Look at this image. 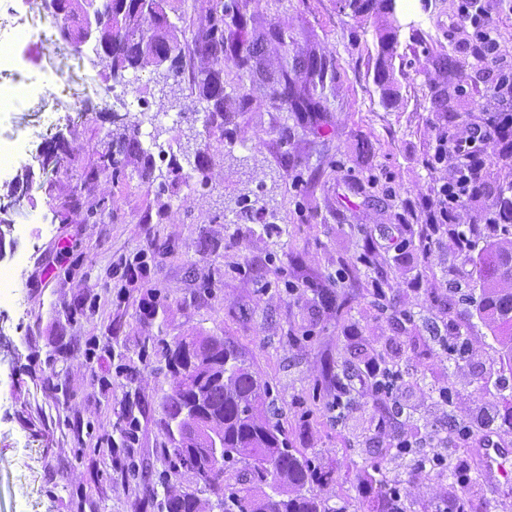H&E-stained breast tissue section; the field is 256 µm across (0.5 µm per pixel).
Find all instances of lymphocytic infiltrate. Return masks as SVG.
<instances>
[{"label": "lymphocytic infiltrate", "mask_w": 512, "mask_h": 512, "mask_svg": "<svg viewBox=\"0 0 512 512\" xmlns=\"http://www.w3.org/2000/svg\"><path fill=\"white\" fill-rule=\"evenodd\" d=\"M482 0H460L459 20L463 26L472 28L470 50L492 74L491 86L498 100V108L487 122L470 124L466 136L448 139L439 138V158L453 157L455 169L441 188V199L437 207L443 221H454L456 211L464 198L471 196L479 185L485 157L479 154L476 144L504 141L506 131L512 130V61L503 54L493 23L482 8Z\"/></svg>", "instance_id": "1"}]
</instances>
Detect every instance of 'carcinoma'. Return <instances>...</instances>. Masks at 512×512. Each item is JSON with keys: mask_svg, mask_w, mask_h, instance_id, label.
Listing matches in <instances>:
<instances>
[{"mask_svg": "<svg viewBox=\"0 0 512 512\" xmlns=\"http://www.w3.org/2000/svg\"><path fill=\"white\" fill-rule=\"evenodd\" d=\"M356 13L381 14L391 0H346ZM98 21L111 36L112 58L106 70L117 73L127 66H136L145 57L156 65L167 60L178 46H170L168 29L161 26L155 14L144 8H133L128 17L119 20L105 12ZM208 33L198 37L193 53L208 54L220 65L224 59V44L213 40L216 30L224 29V2L212 0L208 8ZM98 155L97 171L110 177L121 172L122 160L104 143L93 147ZM74 149L64 144L60 152L40 161L45 173L52 175L72 162ZM502 237L489 245L483 270L482 290L478 313L490 321L500 345L499 364L512 370V292L499 288V283L512 280V201L504 204ZM185 348L202 365L224 368V381L206 376L207 407L215 425H224V466L215 469L197 459L188 448H175L171 428L180 423L185 401L180 392L183 371L173 346ZM171 391L162 402L160 431L164 444L155 449L156 456L166 469L159 482L167 484L170 477H189L215 497L202 500L195 493L168 487L160 503L163 512H344L330 504L331 497L314 491L328 477L315 461L289 447L279 418V409L267 401L268 391L247 367L238 352L214 336H187L163 346ZM271 460L274 470L263 463Z\"/></svg>", "mask_w": 512, "mask_h": 512, "instance_id": "obj_1", "label": "carcinoma"}]
</instances>
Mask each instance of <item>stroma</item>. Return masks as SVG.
Masks as SVG:
<instances>
[{
  "mask_svg": "<svg viewBox=\"0 0 512 512\" xmlns=\"http://www.w3.org/2000/svg\"><path fill=\"white\" fill-rule=\"evenodd\" d=\"M458 4L394 0L381 19L345 0H224L216 66L190 51L208 0H164L187 50L183 74L149 65L121 84L90 50L59 40L49 16L23 11L30 55L0 84L36 74L45 86L0 117V137L21 149L0 174V197L21 198L0 270L25 259L21 305L0 301V512H159L144 481L127 476L134 465L163 469L154 450L169 380L141 341L196 333L242 352L292 447L331 474L347 512H381L383 476L407 489L415 512L460 498L467 512H512V483L480 473L484 442L512 452V371L478 314L488 239L461 251L454 235L485 224L495 197L477 192L456 225L428 227L453 164L435 162L438 135L497 108ZM39 34L46 45L33 43ZM200 70L221 81V101L193 84ZM139 79L141 112L121 95ZM444 91L453 111L436 107ZM61 99L73 111H58ZM88 101L112 110L84 111ZM130 124L139 147L123 152V176L98 174L93 145L108 137L121 150ZM61 133L77 159L47 188L40 152ZM102 197L111 213L88 220ZM454 335L470 354L449 353ZM373 357L400 372V417L361 383ZM340 381L350 404L339 417L330 405ZM484 403L488 425L476 418ZM126 407L138 423L130 447L116 429ZM419 432L441 438L449 470L421 473L399 454L397 442Z\"/></svg>",
  "mask_w": 512,
  "mask_h": 512,
  "instance_id": "stroma-1",
  "label": "stroma"
}]
</instances>
